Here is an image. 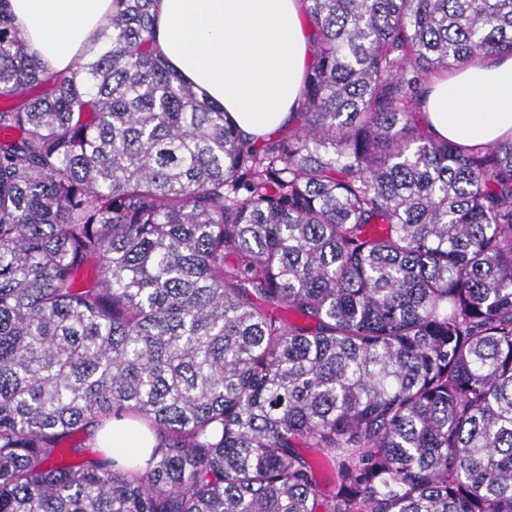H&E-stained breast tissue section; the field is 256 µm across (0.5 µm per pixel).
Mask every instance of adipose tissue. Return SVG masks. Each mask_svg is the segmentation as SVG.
Here are the masks:
<instances>
[{
    "mask_svg": "<svg viewBox=\"0 0 512 512\" xmlns=\"http://www.w3.org/2000/svg\"><path fill=\"white\" fill-rule=\"evenodd\" d=\"M114 8L113 0H7L28 52L51 74L98 49ZM154 15L157 54L244 136L260 139L288 125L312 62L302 0H156ZM423 116L434 136L465 147L512 136V55L433 76ZM94 442L119 462L142 465L156 439L115 419Z\"/></svg>",
    "mask_w": 512,
    "mask_h": 512,
    "instance_id": "adipose-tissue-1",
    "label": "adipose tissue"
}]
</instances>
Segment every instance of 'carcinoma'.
<instances>
[{
  "mask_svg": "<svg viewBox=\"0 0 512 512\" xmlns=\"http://www.w3.org/2000/svg\"><path fill=\"white\" fill-rule=\"evenodd\" d=\"M246 143L115 0L45 73L0 0V512H512V138L421 114L512 0H304ZM128 418L145 469L73 442Z\"/></svg>",
  "mask_w": 512,
  "mask_h": 512,
  "instance_id": "carcinoma-1",
  "label": "carcinoma"
}]
</instances>
